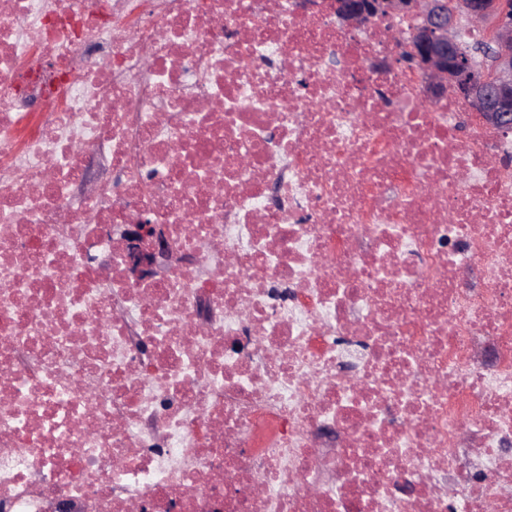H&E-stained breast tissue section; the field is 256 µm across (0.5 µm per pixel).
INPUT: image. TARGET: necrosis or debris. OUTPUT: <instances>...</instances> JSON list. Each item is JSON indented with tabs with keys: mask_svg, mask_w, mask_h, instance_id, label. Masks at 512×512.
Listing matches in <instances>:
<instances>
[{
	"mask_svg": "<svg viewBox=\"0 0 512 512\" xmlns=\"http://www.w3.org/2000/svg\"><path fill=\"white\" fill-rule=\"evenodd\" d=\"M317 3L0 0V512H512V141ZM121 237L127 253L126 273L135 281L152 279L158 272L159 258L173 250L161 224L148 217L123 225Z\"/></svg>",
	"mask_w": 512,
	"mask_h": 512,
	"instance_id": "necrosis-or-debris-1",
	"label": "necrosis or debris"
}]
</instances>
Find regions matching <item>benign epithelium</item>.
Listing matches in <instances>:
<instances>
[{"mask_svg": "<svg viewBox=\"0 0 512 512\" xmlns=\"http://www.w3.org/2000/svg\"><path fill=\"white\" fill-rule=\"evenodd\" d=\"M334 13L343 28L357 30L385 23L393 35L394 57L377 58V72L400 67L418 77V92L435 102L454 90L474 112L492 126L512 131V8L506 0H334ZM412 15L415 27L403 31L391 21ZM497 16L490 32L494 60L490 70L477 74L458 50L461 20L480 26ZM127 276L135 281L153 278L159 258L173 250L161 225L148 217L123 225Z\"/></svg>", "mask_w": 512, "mask_h": 512, "instance_id": "1", "label": "benign epithelium"}]
</instances>
